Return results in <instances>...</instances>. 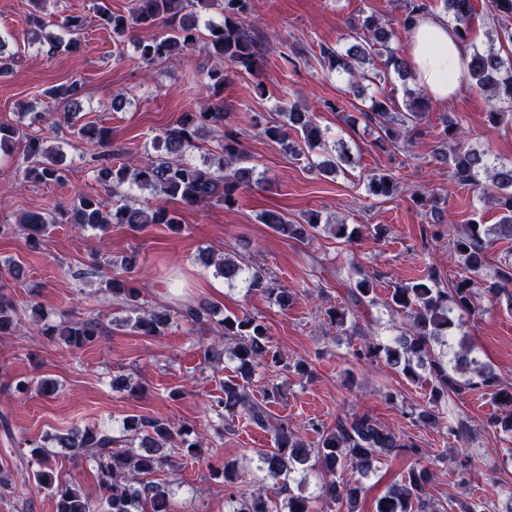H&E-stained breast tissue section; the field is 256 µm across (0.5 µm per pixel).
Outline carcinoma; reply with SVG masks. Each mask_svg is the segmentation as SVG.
Segmentation results:
<instances>
[{
    "mask_svg": "<svg viewBox=\"0 0 512 512\" xmlns=\"http://www.w3.org/2000/svg\"><path fill=\"white\" fill-rule=\"evenodd\" d=\"M135 2V7L126 15L112 12L106 0H98L94 9L103 26L111 30L115 38L125 36L131 28H162L156 36L136 43L144 62L155 64L174 60L195 48L215 60L213 66H203L197 74L199 84L210 92L207 104L197 111L182 113L163 134L155 136L154 148L160 154L144 160L120 158V153L112 149L111 128L80 122L83 102L82 85L78 82L53 86L46 90V94L65 102V120L67 127L72 129L71 135L102 148L101 152L91 156L92 169L97 181L110 188L113 196H123L121 188L128 185L175 199L189 208L213 204L230 207L235 204L238 191L250 186L255 174L254 168L243 165L246 157L240 133L225 124L226 112L221 97L228 72L254 74L263 59L262 42L249 23L252 0ZM439 3L443 10L453 14L458 37L465 42L471 40L470 21L475 14L473 0H439ZM210 8L220 10V22L207 21L204 27H199L198 10ZM430 12L431 6L423 0H405L400 27L407 30L416 17ZM85 23L83 15L65 16L62 26L70 38L65 41L53 35L46 36L48 53L79 50V34ZM360 29L363 33L344 55L328 47L321 48L320 55L329 71L346 73L354 88L362 80L384 82L392 73L407 81L406 58L390 47L396 36L394 29L373 16L366 17L360 23ZM467 71L470 85L489 93L488 122L492 125L502 123L512 112V50H506L503 56L492 49L476 47L467 63ZM405 97L404 109L400 111L390 94L381 92L371 98L369 111L378 127L376 143L383 151L398 148L402 139H412L418 130V121L429 109L426 94L407 88ZM282 117L283 122L271 124L262 113L255 112L249 116V122L257 135L278 142L294 159L301 156L300 141L311 151L325 152L324 160L319 163L322 173L337 174L353 167L355 160L343 143L328 145L325 132L298 103L288 102ZM205 127L224 128L222 139L212 152L217 165L199 167L182 161V154L196 146L198 131ZM18 135L15 127L0 124V151L11 155L12 144ZM440 135L446 146L437 153V162L448 168L449 178L460 186L479 188L483 182H491L501 211L499 221L485 224L472 220L467 224L447 226L435 220L429 236L433 240L448 238L449 245L461 259L463 273L448 288L440 272L428 266L423 275L394 285L384 307L392 313L403 314L408 319L407 327L385 341L377 336L364 337L354 356L372 362L382 359L408 382L426 387V404L410 413L414 423L442 427L447 435L459 439L465 432L464 423L448 417L443 405L447 404L451 393L459 396L478 391L488 395L499 407V413L486 420L487 425L504 435H512V387L502 386L498 375L474 357L473 350L464 340H456L452 332L454 327L462 325L463 315L477 312V299L481 297L494 303L503 300L512 307V262L499 266L490 277L482 276L487 266L489 243L512 240V163L496 162L487 152L464 149L462 128L456 121L447 122ZM43 143L41 136L27 139L25 176L42 183L64 182L63 157L56 149L43 147ZM368 187L373 195L382 198L394 196L399 189L396 177L390 172L371 175ZM61 220L102 232L112 224L133 227L164 224L173 232L181 230L177 215L162 206L136 207L115 201L109 207L99 196L81 193L58 217L38 212L23 215L21 223L27 231V247L37 248L47 225ZM257 220L273 232L299 242L310 241L320 232L321 216L317 212H307L295 220L278 210H263ZM331 230L334 237L347 242L363 235L359 225L333 224ZM217 275L230 287L241 285L249 292L261 291L282 307L288 306L296 295L294 290L282 287L263 267L247 264L240 252L224 254L217 264ZM343 286L342 301L326 310L330 324L338 328L349 322L368 320L372 307L377 304L375 277L356 271L347 277ZM104 291L136 314L132 328L146 336H161L179 321L198 330L211 322V308L204 303L157 308L150 312L143 310L139 304L140 290L126 279H106ZM17 322L14 299L0 291V332L11 331ZM41 334L50 342L59 338L69 346L81 349L97 343L103 330L97 318L87 317L57 325L45 324ZM221 335L224 351L210 345L205 356L216 362L223 357L237 361L239 378L223 383L221 393L211 400L210 410L219 416L243 415L249 424L272 433L275 447L258 452L259 469L273 481L278 493L288 495V512H315L314 498L295 494L287 485V478L298 470L315 473L322 489L320 500L334 505L345 502L353 512L363 487L357 479L344 478L346 467L365 475L372 470L378 456L404 448L406 444L393 432L380 427L373 418L353 414L337 422L335 429L320 431L317 448L312 451L304 448L288 422L271 420L267 406L282 397L281 385L268 382L260 400L251 392V380L257 369L271 365L292 366L272 344L264 320L249 314L226 315ZM292 367L303 374L307 371L302 362ZM123 431L124 439L119 440L97 428H86L68 437H59L55 442L70 449L74 457H88L94 461L95 478L104 492L107 512H168L177 479L159 483L151 476L172 468L174 454H195L191 447L197 442L189 439L192 430L176 427L161 418L130 415L123 420ZM38 463L36 486L52 490L57 512H93V505L79 490L67 483L55 482L47 451L39 453ZM432 478L429 466L410 468L378 500L376 512H435L427 498ZM227 497L235 504L230 512H269L267 500L261 494H253L247 499L229 492Z\"/></svg>",
    "mask_w": 512,
    "mask_h": 512,
    "instance_id": "cac0c4a2",
    "label": "carcinoma"
}]
</instances>
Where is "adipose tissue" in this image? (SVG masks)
<instances>
[{"label": "adipose tissue", "instance_id": "adipose-tissue-1", "mask_svg": "<svg viewBox=\"0 0 512 512\" xmlns=\"http://www.w3.org/2000/svg\"><path fill=\"white\" fill-rule=\"evenodd\" d=\"M405 55L414 82L433 99L445 101L460 89L470 50L447 21L427 14L408 32Z\"/></svg>", "mask_w": 512, "mask_h": 512}]
</instances>
